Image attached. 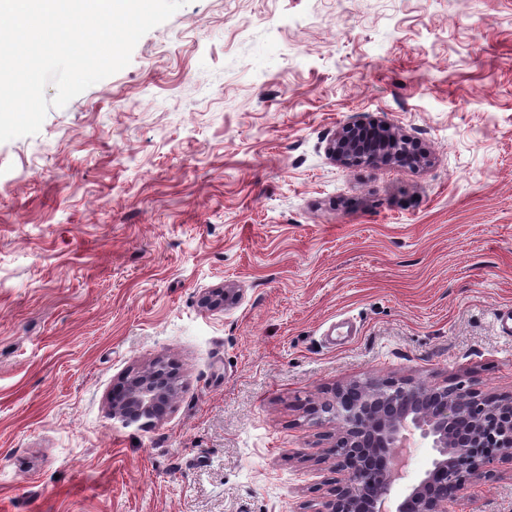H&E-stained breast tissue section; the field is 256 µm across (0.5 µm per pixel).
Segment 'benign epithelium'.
Here are the masks:
<instances>
[{
	"label": "benign epithelium",
	"mask_w": 512,
	"mask_h": 512,
	"mask_svg": "<svg viewBox=\"0 0 512 512\" xmlns=\"http://www.w3.org/2000/svg\"><path fill=\"white\" fill-rule=\"evenodd\" d=\"M359 126L336 129L328 152L343 165L410 164L409 137L383 124L371 149ZM177 392L164 362L154 361L122 379L108 399L112 418L149 428ZM336 422L328 454L336 489L317 512H452L494 461L512 464V395L482 393L448 383L370 380L358 393L341 386L323 406ZM413 448L431 449L427 468L408 482Z\"/></svg>",
	"instance_id": "benign-epithelium-1"
}]
</instances>
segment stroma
Returning <instances> with one entry per match:
<instances>
[{"instance_id": "stroma-1", "label": "stroma", "mask_w": 512, "mask_h": 512, "mask_svg": "<svg viewBox=\"0 0 512 512\" xmlns=\"http://www.w3.org/2000/svg\"><path fill=\"white\" fill-rule=\"evenodd\" d=\"M376 121L423 164L328 154ZM511 308L512 0H189L0 143V512H316L336 387L510 395ZM157 359L169 413L113 419Z\"/></svg>"}]
</instances>
